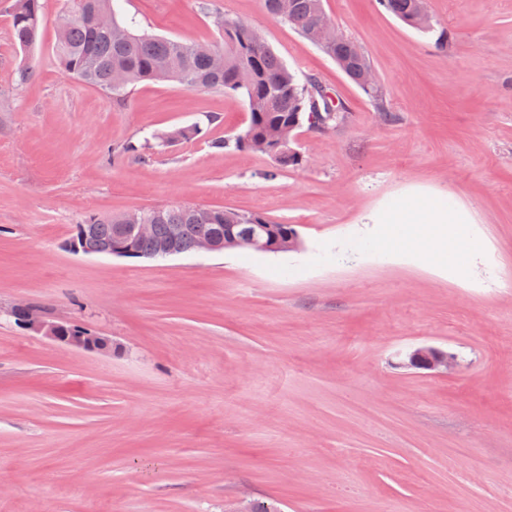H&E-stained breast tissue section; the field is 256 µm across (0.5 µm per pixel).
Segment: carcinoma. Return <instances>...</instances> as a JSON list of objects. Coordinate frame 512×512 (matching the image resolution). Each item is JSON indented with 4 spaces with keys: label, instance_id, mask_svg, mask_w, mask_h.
Masks as SVG:
<instances>
[{
    "label": "carcinoma",
    "instance_id": "carcinoma-1",
    "mask_svg": "<svg viewBox=\"0 0 512 512\" xmlns=\"http://www.w3.org/2000/svg\"><path fill=\"white\" fill-rule=\"evenodd\" d=\"M93 9L112 20L104 28L78 17L66 16L58 25L56 57L59 65L80 81L98 87L118 102L127 100L132 87L140 82L173 81L188 90L219 89L241 95L249 110L247 129L231 140H218V149L234 146L242 152L261 153L271 157L276 168L263 173L266 178L277 170L297 167L300 161L271 150L273 139L288 138V126H301L312 111L306 85L275 53L270 45L248 24L221 17L218 27L224 33V47L205 43H190L164 36L139 34L118 16L116 0H89ZM290 9L279 16L307 41H312L323 0H290ZM381 5L406 25L423 33L435 31L432 22L424 18L425 0H380ZM45 24L40 0H13L11 33L22 51L37 44L40 29ZM316 47L339 63V68L357 82L361 70L371 68L361 48L350 38L319 42ZM320 110L327 127L336 126L334 112H343L342 103L330 97L321 101ZM197 124L158 131L153 135V147L164 148L176 142L199 137ZM90 230L83 245L90 251H100L112 244L118 224H152V236L140 238L137 250L148 256L159 239L177 230L176 244L181 252L194 251L197 241L219 235L224 225H234L238 237L260 233L261 226L270 227L274 236L282 238L297 232L292 224H280L253 212L231 208L201 206H165L131 211L102 220L91 216L86 220Z\"/></svg>",
    "mask_w": 512,
    "mask_h": 512
}]
</instances>
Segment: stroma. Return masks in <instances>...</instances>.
Wrapping results in <instances>:
<instances>
[{
  "label": "stroma",
  "instance_id": "stroma-1",
  "mask_svg": "<svg viewBox=\"0 0 512 512\" xmlns=\"http://www.w3.org/2000/svg\"><path fill=\"white\" fill-rule=\"evenodd\" d=\"M0 0V308L110 337L105 354L0 317V512H512V0H427L425 35L379 0H324L369 57L375 104L263 0H121L139 32L220 43L249 24L347 108L302 128L300 166L212 143L241 96L143 82L125 103L63 71L56 24L22 53ZM447 40L437 44L436 30ZM33 77L19 83V65ZM392 120H382L381 111ZM200 124L191 143L125 152ZM467 224L431 263L422 224H378L405 195ZM231 207L295 225L298 250L75 254L86 216ZM420 346L453 373L409 366ZM409 365L432 371L434 374H448L457 364V355L438 347H421L408 356Z\"/></svg>",
  "mask_w": 512,
  "mask_h": 512
}]
</instances>
